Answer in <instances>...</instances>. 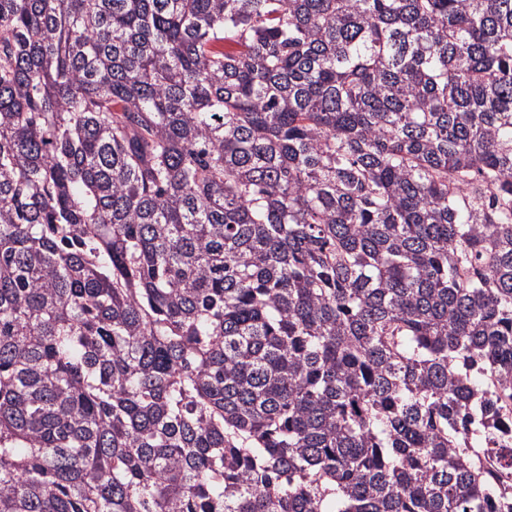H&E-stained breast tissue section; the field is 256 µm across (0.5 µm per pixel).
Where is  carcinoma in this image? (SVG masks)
<instances>
[{"mask_svg":"<svg viewBox=\"0 0 512 512\" xmlns=\"http://www.w3.org/2000/svg\"><path fill=\"white\" fill-rule=\"evenodd\" d=\"M512 0H0V512H512Z\"/></svg>","mask_w":512,"mask_h":512,"instance_id":"1","label":"carcinoma"}]
</instances>
